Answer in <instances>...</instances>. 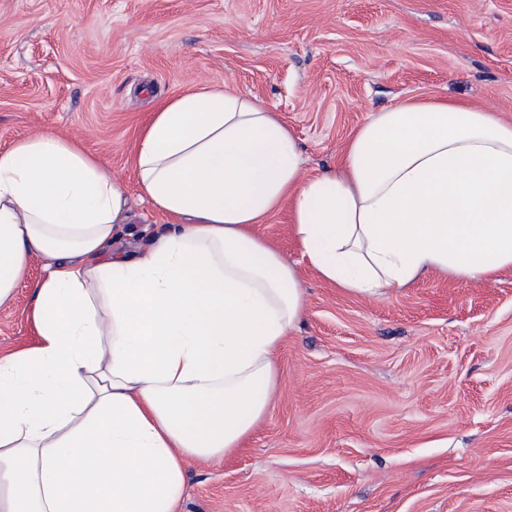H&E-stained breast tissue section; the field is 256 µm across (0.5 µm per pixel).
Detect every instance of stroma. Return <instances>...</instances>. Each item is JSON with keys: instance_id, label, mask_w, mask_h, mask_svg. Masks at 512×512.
<instances>
[{"instance_id": "35a3bbf8", "label": "stroma", "mask_w": 512, "mask_h": 512, "mask_svg": "<svg viewBox=\"0 0 512 512\" xmlns=\"http://www.w3.org/2000/svg\"><path fill=\"white\" fill-rule=\"evenodd\" d=\"M231 83L295 132L305 170L406 97L512 121V0H0V150L51 129L100 155L149 244L129 162L159 100ZM294 263L303 321L243 448L192 462L180 512H512V270L371 299L322 281L287 210L256 225ZM32 260L0 305V353L33 345Z\"/></svg>"}]
</instances>
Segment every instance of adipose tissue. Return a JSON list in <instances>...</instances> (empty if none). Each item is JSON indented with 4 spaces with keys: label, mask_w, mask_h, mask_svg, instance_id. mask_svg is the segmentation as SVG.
I'll use <instances>...</instances> for the list:
<instances>
[{
    "label": "adipose tissue",
    "mask_w": 512,
    "mask_h": 512,
    "mask_svg": "<svg viewBox=\"0 0 512 512\" xmlns=\"http://www.w3.org/2000/svg\"><path fill=\"white\" fill-rule=\"evenodd\" d=\"M131 161L166 220L132 252L104 159L50 130L0 151V305L45 262L38 342L0 357V512H178L187 463L244 445L305 312L297 268L253 230L281 208L349 294L512 269V122L488 107L401 100L307 176L279 113L199 82L159 102Z\"/></svg>",
    "instance_id": "adipose-tissue-1"
}]
</instances>
